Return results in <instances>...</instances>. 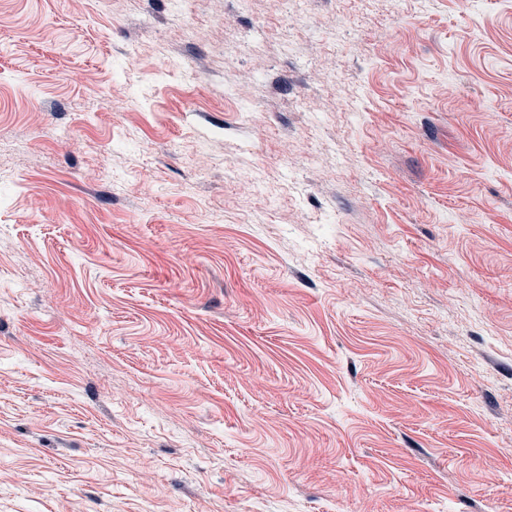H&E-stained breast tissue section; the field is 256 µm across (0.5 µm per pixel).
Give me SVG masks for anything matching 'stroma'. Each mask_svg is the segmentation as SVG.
<instances>
[{"label": "stroma", "mask_w": 512, "mask_h": 512, "mask_svg": "<svg viewBox=\"0 0 512 512\" xmlns=\"http://www.w3.org/2000/svg\"><path fill=\"white\" fill-rule=\"evenodd\" d=\"M0 512H512V0H0Z\"/></svg>", "instance_id": "obj_1"}]
</instances>
